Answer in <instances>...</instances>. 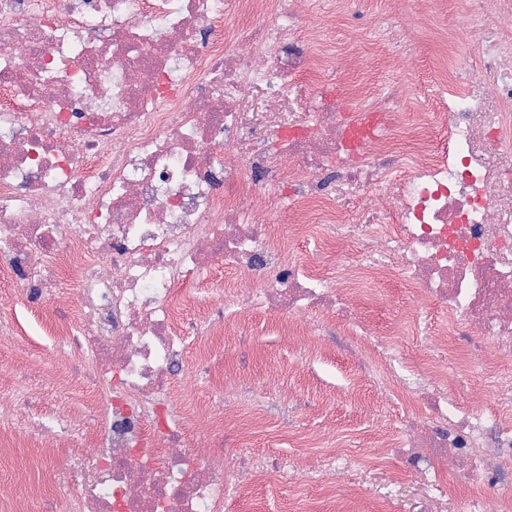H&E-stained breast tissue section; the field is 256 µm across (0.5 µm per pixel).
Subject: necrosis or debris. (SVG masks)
<instances>
[{"instance_id":"4bbe7bcc","label":"necrosis or debris","mask_w":512,"mask_h":512,"mask_svg":"<svg viewBox=\"0 0 512 512\" xmlns=\"http://www.w3.org/2000/svg\"><path fill=\"white\" fill-rule=\"evenodd\" d=\"M273 2L225 43L214 32L244 0H0V268L33 300L64 273L96 286L63 344L90 363L106 424L98 478L66 512H224L226 493L261 479L331 484L335 452L300 464L217 448L204 464L187 448L170 375L199 329L178 290L217 269L253 273L268 309L348 318L343 351L414 402L391 460L451 478L461 512H512V175L476 146L484 134L512 152V114L485 109L512 102V0H469L487 44L477 90L448 103L444 144L396 146L394 88L356 138L360 112L325 90L269 152L237 146L239 103L256 87L286 97L311 56L298 0ZM343 196L362 203L348 221L327 206ZM286 203L321 204L298 234L345 242L357 265L334 278L288 261L265 219ZM374 273L400 276L422 307L370 344L351 307ZM427 305L483 388L452 393L433 349L402 366L406 336L431 332Z\"/></svg>"}]
</instances>
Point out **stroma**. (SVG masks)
I'll return each instance as SVG.
<instances>
[{
	"instance_id": "1",
	"label": "stroma",
	"mask_w": 512,
	"mask_h": 512,
	"mask_svg": "<svg viewBox=\"0 0 512 512\" xmlns=\"http://www.w3.org/2000/svg\"><path fill=\"white\" fill-rule=\"evenodd\" d=\"M405 18L406 31L437 79L432 94L457 88L456 72L479 64L480 21L464 0H315L299 23L315 51L283 100L256 88L242 103L238 138L274 147L276 129L307 122L321 88L369 104L378 90L398 86L403 111H415L418 88L407 65L372 30L384 14ZM346 246L340 241L292 238L293 259L333 272ZM83 294L62 276L60 288L39 304L0 274V320L15 325L0 335V413L35 422L24 433L0 424V512H62L61 493L78 494L94 462L87 449L101 426L103 406H84L83 376L69 352L42 333L48 325L68 328ZM414 298L396 275L375 278L356 311L374 335L391 331ZM236 319L224 336L200 337L171 375L190 410L193 450L220 445L233 453L264 452L302 460L332 448L348 458L332 487L256 483L230 495L224 512H457L461 490L452 481H422L378 450L395 445L403 407L385 400L372 378L358 372L339 347L340 323L320 321L312 340L296 334L289 317L267 311L258 295L241 289ZM242 398V418L217 424L213 410L225 390Z\"/></svg>"
}]
</instances>
